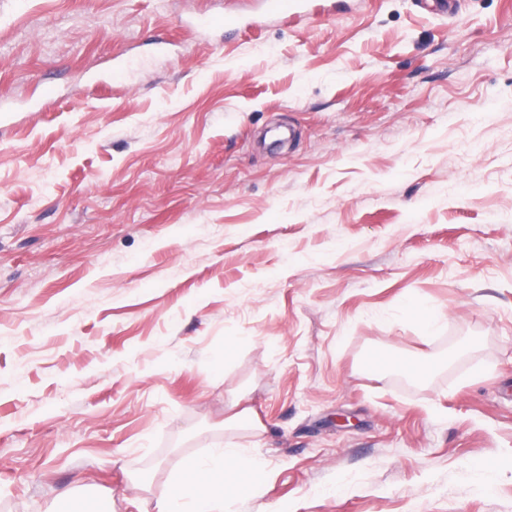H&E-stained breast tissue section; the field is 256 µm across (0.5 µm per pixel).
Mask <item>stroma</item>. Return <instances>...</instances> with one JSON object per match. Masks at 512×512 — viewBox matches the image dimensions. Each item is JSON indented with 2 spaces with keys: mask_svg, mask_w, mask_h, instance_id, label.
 <instances>
[{
  "mask_svg": "<svg viewBox=\"0 0 512 512\" xmlns=\"http://www.w3.org/2000/svg\"><path fill=\"white\" fill-rule=\"evenodd\" d=\"M431 3L0 0V512H512V0ZM267 12L280 19H295L303 15L302 0H268ZM198 24L204 28L237 30L242 25L241 17L234 11L209 13L198 18ZM239 467L260 469L262 460L242 448L226 445L214 448L210 458L190 464L180 478L173 498L160 512L224 511L225 475L230 469ZM199 473L207 476L205 488H201L195 479Z\"/></svg>",
  "mask_w": 512,
  "mask_h": 512,
  "instance_id": "35a3bbf8",
  "label": "stroma"
}]
</instances>
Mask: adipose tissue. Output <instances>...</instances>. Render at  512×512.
Returning <instances> with one entry per match:
<instances>
[{
  "label": "adipose tissue",
  "instance_id": "ef3b65f1",
  "mask_svg": "<svg viewBox=\"0 0 512 512\" xmlns=\"http://www.w3.org/2000/svg\"><path fill=\"white\" fill-rule=\"evenodd\" d=\"M262 466L259 457L244 449L227 446L213 449L210 458L195 461L183 473L171 501L163 512H223L224 484L227 471ZM206 474V485H199L197 474Z\"/></svg>",
  "mask_w": 512,
  "mask_h": 512
}]
</instances>
